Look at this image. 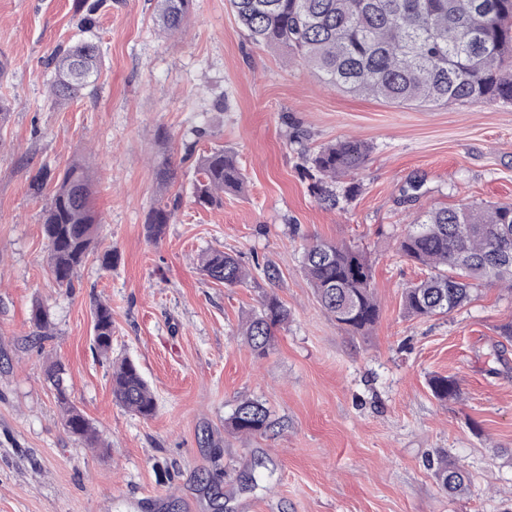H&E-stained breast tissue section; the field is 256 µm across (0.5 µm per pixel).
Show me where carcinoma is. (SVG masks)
<instances>
[{
    "label": "carcinoma",
    "instance_id": "1",
    "mask_svg": "<svg viewBox=\"0 0 512 512\" xmlns=\"http://www.w3.org/2000/svg\"><path fill=\"white\" fill-rule=\"evenodd\" d=\"M155 23L170 36L183 31L194 0H156ZM237 19L255 43L276 47L315 69L324 85L356 96L401 106L440 107L451 103L497 102L512 105V0H230ZM58 102L91 92L102 59L96 43L83 40L50 55ZM369 146L345 139L304 155L308 189L334 209L359 192L356 176ZM246 183L236 154L215 150L198 159L194 201L220 207L224 193H241ZM90 169L71 165L55 180L42 217L49 247V267L57 285L74 288L78 271L92 253L98 224L92 209ZM178 199L160 202L146 222L157 240L174 218ZM401 257L429 270V276L406 287L405 311L416 318L445 315L461 307L475 281L494 282L512 291V204L461 202L413 218L398 240ZM207 277L226 286L242 285L248 274L232 255L212 249L201 257ZM302 269L324 312L337 324L370 331L379 319L373 269L364 252L351 245L316 240L304 247ZM37 335L47 336L50 321L39 305L32 309ZM288 322L280 301L266 298L246 322L242 336L264 356L274 329ZM94 348L112 351V309L96 305ZM66 429L89 448L102 442L97 430L70 401L64 369H49ZM442 400L457 396L459 385L446 376L430 380ZM114 401L149 419L156 398L129 359L112 365ZM235 433L259 434L269 427V410L258 400L237 405L228 419ZM435 475L453 494L468 489L465 471L440 464Z\"/></svg>",
    "mask_w": 512,
    "mask_h": 512
}]
</instances>
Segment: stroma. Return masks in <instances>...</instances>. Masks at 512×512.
<instances>
[{
    "mask_svg": "<svg viewBox=\"0 0 512 512\" xmlns=\"http://www.w3.org/2000/svg\"><path fill=\"white\" fill-rule=\"evenodd\" d=\"M0 0V96L14 104L0 128V512H512V294L476 286L463 307L419 319L402 306L427 275L396 243L410 215L461 201L512 203V106L469 102L395 107L325 86L277 48L253 44L229 0H194L183 32L153 22L156 0ZM96 42L93 94H49L52 51ZM357 138L372 151L360 190L341 208L308 191L303 154ZM230 149L247 177L220 208L192 196L195 165ZM170 158L167 190L156 167ZM84 161L95 179L100 250L73 289L54 282L40 224L41 169ZM422 181L407 200L410 181ZM181 206L157 240L144 225L161 197ZM359 247L374 272L380 315L358 335L322 310L303 273L312 241ZM237 257L248 281L227 288L200 258ZM276 278H269L268 270ZM289 311L266 356L241 329L265 296ZM112 308V355L92 347L94 306ZM42 305L52 336L28 343ZM136 361L156 400L145 420L112 399L111 365ZM61 362L71 402L103 447L64 426L46 370ZM460 396L436 399L433 375ZM255 399L270 427L226 425ZM470 476L442 491L439 457Z\"/></svg>",
    "mask_w": 512,
    "mask_h": 512,
    "instance_id": "stroma-1",
    "label": "stroma"
}]
</instances>
